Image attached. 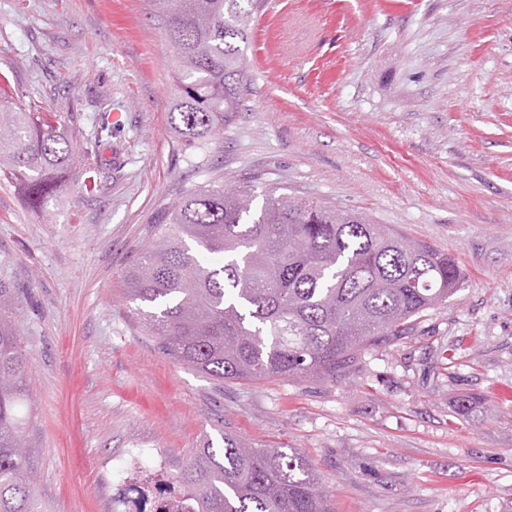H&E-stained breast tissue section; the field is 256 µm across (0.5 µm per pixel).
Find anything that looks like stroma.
<instances>
[{
    "mask_svg": "<svg viewBox=\"0 0 512 512\" xmlns=\"http://www.w3.org/2000/svg\"><path fill=\"white\" fill-rule=\"evenodd\" d=\"M244 54L239 111L185 146L150 0H0V88L70 114L74 147L42 208L0 182L43 512H111L124 474L103 461L165 449L168 469L137 474L164 484L225 432L305 456L334 512H512V0H266ZM107 110L112 134L88 154ZM250 181L429 244L464 283L332 380L182 367L123 273L185 195Z\"/></svg>",
    "mask_w": 512,
    "mask_h": 512,
    "instance_id": "stroma-1",
    "label": "stroma"
}]
</instances>
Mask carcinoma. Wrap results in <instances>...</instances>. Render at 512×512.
<instances>
[{
    "label": "carcinoma",
    "instance_id": "1",
    "mask_svg": "<svg viewBox=\"0 0 512 512\" xmlns=\"http://www.w3.org/2000/svg\"><path fill=\"white\" fill-rule=\"evenodd\" d=\"M170 23L186 144L224 128L244 86L248 18L260 0H151ZM57 115L0 99V180L40 202L72 162ZM382 224L248 182L186 195L154 226L124 275L159 348L220 380L334 379L362 349L410 333L462 286L454 258ZM0 284V512H41L24 444L28 354ZM181 512H333L306 459L230 434L181 467Z\"/></svg>",
    "mask_w": 512,
    "mask_h": 512
}]
</instances>
